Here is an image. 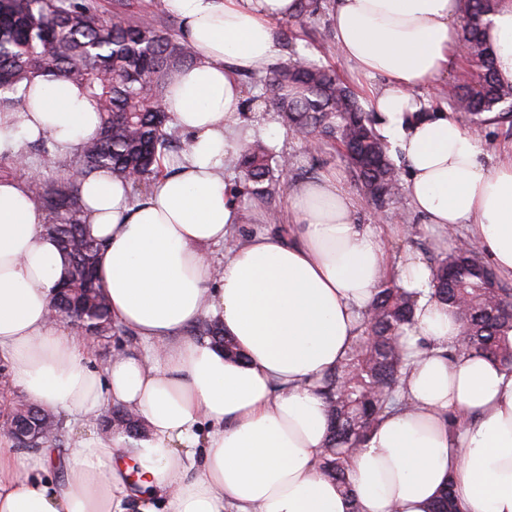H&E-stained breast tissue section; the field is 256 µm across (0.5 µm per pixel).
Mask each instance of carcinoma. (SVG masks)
I'll use <instances>...</instances> for the list:
<instances>
[{"instance_id":"cac0c4a2","label":"carcinoma","mask_w":512,"mask_h":512,"mask_svg":"<svg viewBox=\"0 0 512 512\" xmlns=\"http://www.w3.org/2000/svg\"><path fill=\"white\" fill-rule=\"evenodd\" d=\"M127 6V0H112L107 19L94 0H0V105L18 104L7 93L37 74L51 73L79 85L96 102L101 117L99 137L77 155L79 171L89 175L106 169L129 182L138 197L163 173L171 148L170 117L161 104L163 86L174 70L197 59V51L168 31L161 12L129 17ZM324 6L325 0H297L292 21L302 25L324 12ZM497 6L498 0H465L468 22L462 41L478 72L455 95L453 106L476 129L512 120V84L498 78L488 36V15ZM286 46L288 57L268 69L260 78L261 92L246 104L263 102L304 142L338 144L368 200L376 210H385L401 194L402 183L376 130L377 117L365 111L334 70L310 59L292 42ZM287 164L286 156L259 140L240 154L247 194L263 205L271 224L278 221L276 199ZM29 190L49 212L45 231L67 261V291L56 300L60 314H76L74 322L88 335L109 338L112 315L96 276L101 243L86 231L76 184L55 186L40 178ZM428 263L433 272L431 298L448 306L461 327L450 359L481 357L512 374V284L484 260L476 244L452 246ZM415 311V296L384 277L344 361L323 379L330 432L319 471L351 499L349 464L354 450L387 408L407 406L396 402V393L405 378L401 339L414 325ZM193 334L224 349L226 356H240L217 318L199 323ZM54 418L51 411L20 400L9 423L38 428ZM100 420L104 429L116 421L128 435L142 436L139 421L118 407ZM430 512H459L451 488L442 491Z\"/></svg>"}]
</instances>
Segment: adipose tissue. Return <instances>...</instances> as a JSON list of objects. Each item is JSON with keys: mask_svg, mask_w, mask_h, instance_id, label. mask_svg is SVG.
Returning a JSON list of instances; mask_svg holds the SVG:
<instances>
[{"mask_svg": "<svg viewBox=\"0 0 512 512\" xmlns=\"http://www.w3.org/2000/svg\"><path fill=\"white\" fill-rule=\"evenodd\" d=\"M165 3L198 51L162 98L192 150L136 199L104 171L78 180L86 222L104 243L98 275L112 320L134 330L142 350L101 370L87 364L86 342L50 314L63 259L43 230L47 216L23 181L0 179V354L13 388L74 421L135 409L148 436L75 440L60 480L21 472L0 441V512H155L156 497L166 512H427L447 483L461 512H512V375L481 358L449 359L458 326L430 300L419 255L389 256L327 177L289 189L291 238L231 235L240 211L224 166L242 147L231 131L238 76L272 62L273 23L295 14V0ZM462 9L463 0H334V36L347 62L387 80L370 106L407 165L413 210L443 246L447 231L466 227L512 277V157L488 165L476 137L414 94L459 53ZM489 22L498 74L512 82V0ZM98 124L78 86L38 76L18 105L0 109V151L48 138L66 156ZM219 245L215 274L207 253ZM389 270L418 296L407 333L411 408L385 412L352 457V505L317 469L328 432L318 382L344 360ZM210 313L245 361L185 336Z\"/></svg>", "mask_w": 512, "mask_h": 512, "instance_id": "adipose-tissue-1", "label": "adipose tissue"}]
</instances>
